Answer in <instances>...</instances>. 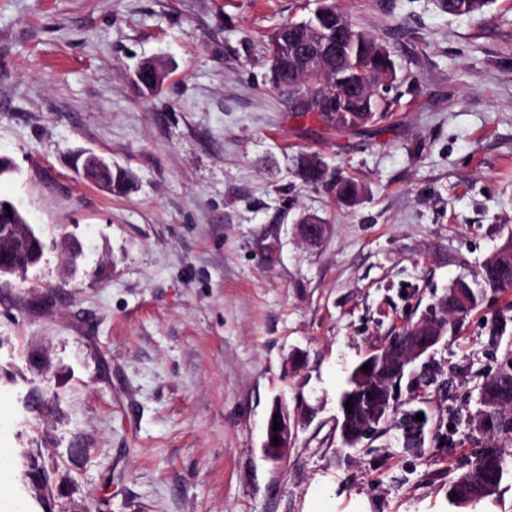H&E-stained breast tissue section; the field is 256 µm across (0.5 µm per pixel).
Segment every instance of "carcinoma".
I'll return each instance as SVG.
<instances>
[{
    "mask_svg": "<svg viewBox=\"0 0 512 512\" xmlns=\"http://www.w3.org/2000/svg\"><path fill=\"white\" fill-rule=\"evenodd\" d=\"M492 0H437L441 11L450 15L481 14ZM347 21L344 13L331 12L325 15H311L308 21L316 26L336 31V20ZM269 53L275 59L272 80L284 90L290 88L291 72L288 68V48L269 46ZM362 67V78L371 83L370 92L361 97L350 91L340 94L326 90L328 111L323 112L318 102L304 107L298 103L293 108L301 116L323 121L336 129L360 127L385 119L389 115L388 93L391 85L386 82L387 71H396L390 52L375 39L361 35L345 57L336 58L335 76L342 77ZM296 175L306 185L317 186L324 182V172L307 164L306 159L298 162ZM359 194V185L350 178L336 180V196L346 202L353 201ZM512 285V256L501 259L487 258L480 269L467 280L460 278L448 286V292L438 297L434 307L422 315L421 320L439 322L445 334L456 336L465 319L483 303L488 292L505 291ZM480 408L474 416V424H483L486 435L491 438L511 437L512 419L505 420L501 413L512 414V365L502 363L496 373L487 378L479 391ZM458 474L448 484V503L460 508L476 504L496 496L506 478L512 477L504 455L497 445L487 447L480 455L466 457L459 461Z\"/></svg>",
    "mask_w": 512,
    "mask_h": 512,
    "instance_id": "carcinoma-1",
    "label": "carcinoma"
}]
</instances>
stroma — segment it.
Returning a JSON list of instances; mask_svg holds the SVG:
<instances>
[{"label":"stroma","instance_id":"stroma-1","mask_svg":"<svg viewBox=\"0 0 512 512\" xmlns=\"http://www.w3.org/2000/svg\"><path fill=\"white\" fill-rule=\"evenodd\" d=\"M336 2L396 64L389 118L354 131L271 82L269 36L318 0H0V198L47 245L0 280V448L30 512H512V480L446 495L486 444L469 419L512 290L431 350L446 388L402 379L422 447L392 425L347 450L337 427L352 369L512 236V0ZM89 152L125 193L76 173ZM313 153L356 202L301 183ZM277 402L298 426L275 461ZM492 0H438L441 11L450 15H475L481 14L484 8L489 6Z\"/></svg>","mask_w":512,"mask_h":512}]
</instances>
